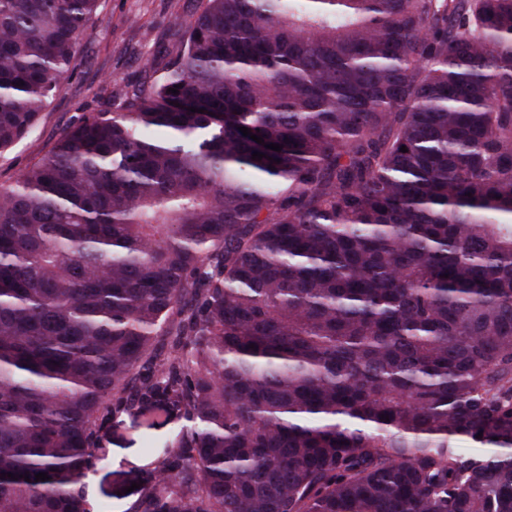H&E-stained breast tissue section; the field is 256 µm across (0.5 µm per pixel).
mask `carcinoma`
<instances>
[{
	"mask_svg": "<svg viewBox=\"0 0 512 512\" xmlns=\"http://www.w3.org/2000/svg\"><path fill=\"white\" fill-rule=\"evenodd\" d=\"M99 4L0 0V154ZM154 405L132 512H512V0H202L0 187V512Z\"/></svg>",
	"mask_w": 512,
	"mask_h": 512,
	"instance_id": "cac0c4a2",
	"label": "carcinoma"
}]
</instances>
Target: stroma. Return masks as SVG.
Instances as JSON below:
<instances>
[{
  "instance_id": "stroma-1",
  "label": "stroma",
  "mask_w": 512,
  "mask_h": 512,
  "mask_svg": "<svg viewBox=\"0 0 512 512\" xmlns=\"http://www.w3.org/2000/svg\"><path fill=\"white\" fill-rule=\"evenodd\" d=\"M197 0H102L82 39L70 80L42 113L36 129L0 154V186L14 185L22 171L42 157L62 128L86 112L118 104L126 87L151 84L176 53ZM185 418L149 408L113 418L102 434L106 460L85 479L92 506L127 512L150 483L155 457L172 451Z\"/></svg>"
}]
</instances>
